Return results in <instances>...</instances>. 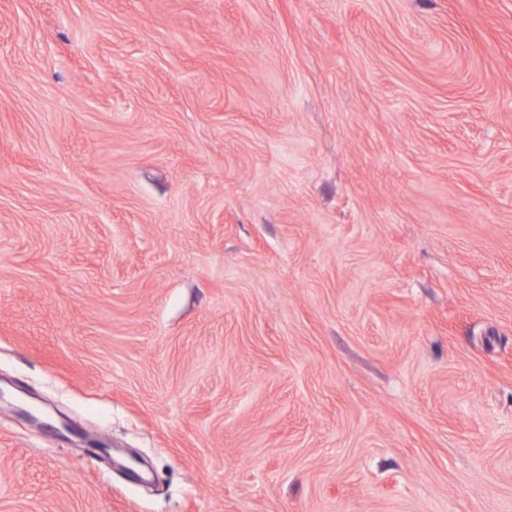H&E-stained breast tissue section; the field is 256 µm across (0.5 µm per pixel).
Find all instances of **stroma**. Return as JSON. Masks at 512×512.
<instances>
[{
  "label": "stroma",
  "instance_id": "obj_1",
  "mask_svg": "<svg viewBox=\"0 0 512 512\" xmlns=\"http://www.w3.org/2000/svg\"><path fill=\"white\" fill-rule=\"evenodd\" d=\"M0 389V512H512V0H0Z\"/></svg>",
  "mask_w": 512,
  "mask_h": 512
}]
</instances>
